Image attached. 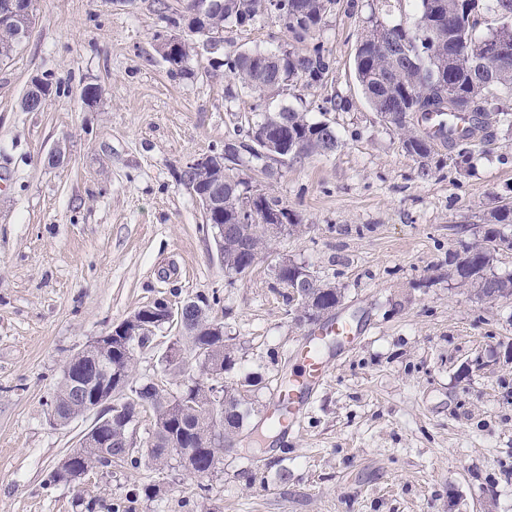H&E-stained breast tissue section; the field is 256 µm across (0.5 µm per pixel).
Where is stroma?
<instances>
[{
  "label": "stroma",
  "instance_id": "stroma-1",
  "mask_svg": "<svg viewBox=\"0 0 512 512\" xmlns=\"http://www.w3.org/2000/svg\"><path fill=\"white\" fill-rule=\"evenodd\" d=\"M181 3L34 0L36 25L0 62V512H512V298L490 303L448 278L449 254L512 204V131L492 126L466 163L436 146L425 176L370 107L354 75L358 39L373 19L412 25L417 0H340L298 43L270 18L225 30L228 55L323 45L322 83L260 96L202 47L189 75L171 74L154 37ZM46 74L45 107L23 111ZM91 83L101 97L89 108L80 91ZM284 105L328 122L340 145L233 167L304 230L230 275L181 175ZM283 260L336 285V315L364 325L328 351L331 375L286 435L268 427L270 402L311 328L273 279ZM212 296L249 410L216 467L197 476L145 462L144 416L136 465L53 481L95 419L50 420L68 360L155 300ZM174 336L134 349L138 383L174 394L198 376L169 370Z\"/></svg>",
  "mask_w": 512,
  "mask_h": 512
}]
</instances>
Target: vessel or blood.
Returning <instances> with one entry per match:
<instances>
[{
  "label": "vessel or blood",
  "instance_id": "b4317fda",
  "mask_svg": "<svg viewBox=\"0 0 512 512\" xmlns=\"http://www.w3.org/2000/svg\"><path fill=\"white\" fill-rule=\"evenodd\" d=\"M359 331L352 323L336 319L328 323L314 341L303 343L294 359L297 370L288 389L278 391L271 401L274 414L280 415L286 432L300 427L304 403L322 386L329 377V371L322 354L324 345L335 340H351Z\"/></svg>",
  "mask_w": 512,
  "mask_h": 512
}]
</instances>
